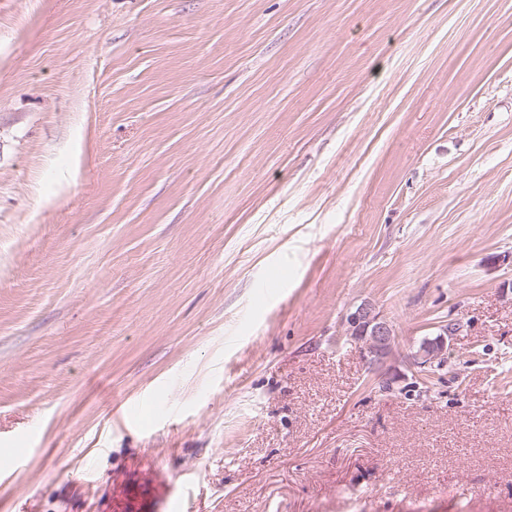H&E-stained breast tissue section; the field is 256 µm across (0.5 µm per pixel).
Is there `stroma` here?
Returning <instances> with one entry per match:
<instances>
[{
    "label": "stroma",
    "mask_w": 512,
    "mask_h": 512,
    "mask_svg": "<svg viewBox=\"0 0 512 512\" xmlns=\"http://www.w3.org/2000/svg\"><path fill=\"white\" fill-rule=\"evenodd\" d=\"M174 500L512 512V0H0V512ZM345 335L364 344L370 365L380 363L390 352L395 332L392 324L371 304L350 311L344 320ZM461 327L448 328V322L435 326V331L424 336L409 355L410 365L414 369L422 370L434 366L437 361L443 359L448 351V342L453 336H457Z\"/></svg>",
    "instance_id": "1"
}]
</instances>
